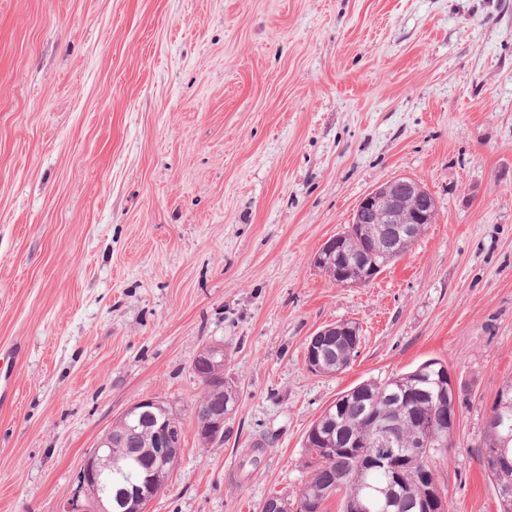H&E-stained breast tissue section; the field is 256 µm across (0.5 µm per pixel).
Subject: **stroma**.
Here are the masks:
<instances>
[{"instance_id":"1","label":"stroma","mask_w":512,"mask_h":512,"mask_svg":"<svg viewBox=\"0 0 512 512\" xmlns=\"http://www.w3.org/2000/svg\"><path fill=\"white\" fill-rule=\"evenodd\" d=\"M407 176L438 214L370 285L313 267L359 199ZM356 321L360 354L305 345ZM239 391L201 447L199 351ZM0 512H65L135 402L184 427L147 512H260L308 476L342 392L429 359L457 393L452 512H497L479 463L512 378V0H0ZM328 329H332V331H329ZM334 333L336 336H332ZM355 333V329L343 324L342 322H339L336 326H329L317 331L307 342L306 347H308L309 353L313 356L319 353V349L322 346V336H329L330 349L320 360L313 363L314 368L308 367V363L305 358L307 369L312 373L324 375L336 374L346 369L358 355L359 350H355V348L350 347L344 336L337 335L351 334L350 336H352V334L354 335Z\"/></svg>"}]
</instances>
